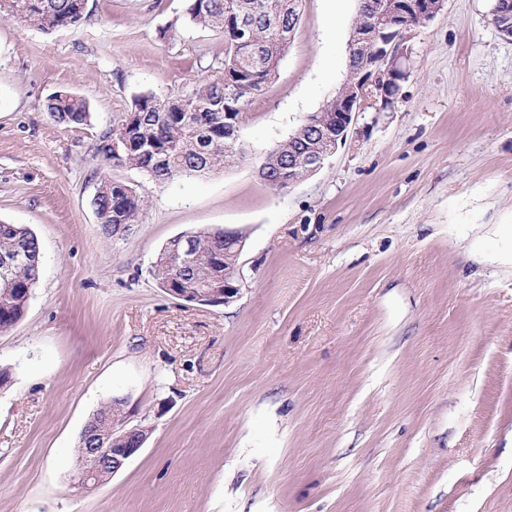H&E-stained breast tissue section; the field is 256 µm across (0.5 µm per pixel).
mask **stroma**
<instances>
[{
    "label": "stroma",
    "mask_w": 512,
    "mask_h": 512,
    "mask_svg": "<svg viewBox=\"0 0 512 512\" xmlns=\"http://www.w3.org/2000/svg\"><path fill=\"white\" fill-rule=\"evenodd\" d=\"M189 4L87 0L50 33L0 21V220L43 255L0 334V512H512V40L493 0L408 30L394 105L282 191L262 153L344 82L358 0H303L243 114L244 161L159 184L98 147L134 96L220 74L224 36ZM59 91L88 124L49 117ZM105 178L146 199L109 239ZM221 226L245 236L238 296L160 288L166 243ZM113 395L148 438L87 493L76 446Z\"/></svg>",
    "instance_id": "1"
}]
</instances>
